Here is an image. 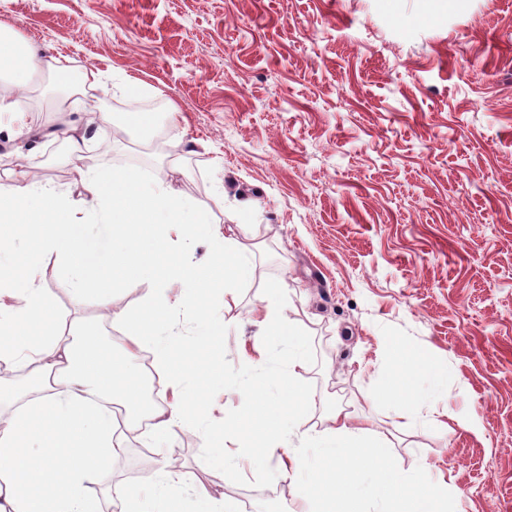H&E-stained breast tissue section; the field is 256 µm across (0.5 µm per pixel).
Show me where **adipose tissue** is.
I'll return each mask as SVG.
<instances>
[{
    "label": "adipose tissue",
    "mask_w": 512,
    "mask_h": 512,
    "mask_svg": "<svg viewBox=\"0 0 512 512\" xmlns=\"http://www.w3.org/2000/svg\"><path fill=\"white\" fill-rule=\"evenodd\" d=\"M36 65L33 48L12 30L0 28V74L10 76L19 96L28 91ZM19 96L0 97V113L23 114ZM74 171L91 198L89 219L108 227L107 248L83 236L63 192L34 186L21 174L13 183H0V255L17 260L14 267L0 266V292L9 291L16 299L0 317V362L32 367L42 382L38 395L0 426V512H98L86 483L93 477L105 479L109 461L121 450L113 398H123L136 410L142 406L141 376L131 362L137 350L151 349L156 368L170 385L191 386L190 395L149 410L153 435L162 438L175 427L201 420L211 383L224 375V358L212 357L193 371L183 359L202 348L223 347L226 324L204 321L200 308L211 290L220 287L232 295L234 284L252 272L246 248L225 236L200 201L144 186L133 174L117 176L79 165ZM189 224L203 227L210 243L198 264L187 263L184 249L173 247L169 235ZM50 254L60 260L74 292L103 305L111 304L114 291L128 281L151 283L138 308L111 315L123 329V357L88 338L78 346L66 342L51 296L37 284ZM177 276L187 287L172 297L168 285ZM284 309L278 297L266 298L262 339L252 354L266 357L264 337H287V367L276 373L274 382L295 416L303 400L300 370L306 353ZM176 314L196 324V333L170 339ZM250 395L252 412L225 417V435L239 441L240 453L264 449L277 459L282 477L291 480L310 466L313 454H320L316 476L298 485L299 497L317 504V512H367L355 490L357 475L367 465L378 472L372 497L386 512H434L442 504V483L410 486L391 440L365 422H354L351 414L329 412L319 435L305 436L301 447L289 449L283 445L274 402L262 389ZM185 487L184 475L162 470L143 484L120 489L118 512H177L176 500Z\"/></svg>",
    "instance_id": "obj_1"
}]
</instances>
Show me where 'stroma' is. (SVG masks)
<instances>
[{
	"mask_svg": "<svg viewBox=\"0 0 512 512\" xmlns=\"http://www.w3.org/2000/svg\"><path fill=\"white\" fill-rule=\"evenodd\" d=\"M0 27L56 65L35 72L23 121L0 114V183L22 171L81 201L69 144L47 131L83 129L84 166L208 203L226 235L261 245L234 299L206 303L230 327L204 419L163 444L124 439L88 485L101 512L168 449L192 477L181 512L201 489L238 512H301L275 461L214 460L237 446L225 417L286 363L271 339L264 368H243L261 299L282 287L306 345L308 427L336 407L367 417L411 478L445 481V512H512V0L436 17L425 0H0ZM88 67L103 74L91 94ZM40 285L61 331L79 321L121 348L56 256ZM395 343L415 354L416 419L372 396Z\"/></svg>",
	"mask_w": 512,
	"mask_h": 512,
	"instance_id": "1",
	"label": "stroma"
}]
</instances>
